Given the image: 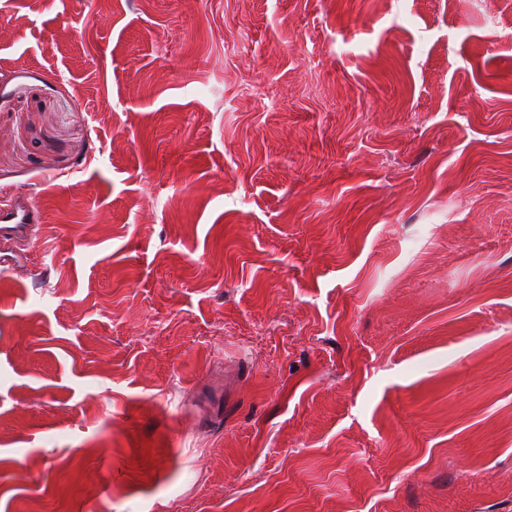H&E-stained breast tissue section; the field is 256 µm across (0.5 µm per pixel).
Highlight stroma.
I'll list each match as a JSON object with an SVG mask.
<instances>
[{"mask_svg":"<svg viewBox=\"0 0 512 512\" xmlns=\"http://www.w3.org/2000/svg\"><path fill=\"white\" fill-rule=\"evenodd\" d=\"M1 189L0 512H512V0H0ZM5 198L7 201L3 200ZM42 223V211L31 196L13 200L1 193L0 237L27 235L35 224Z\"/></svg>","mask_w":512,"mask_h":512,"instance_id":"obj_1","label":"stroma"}]
</instances>
